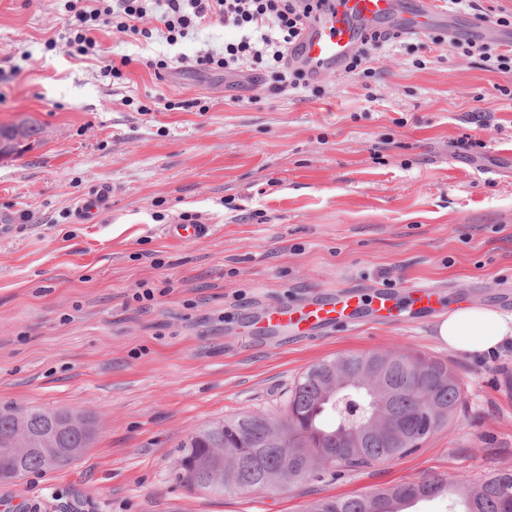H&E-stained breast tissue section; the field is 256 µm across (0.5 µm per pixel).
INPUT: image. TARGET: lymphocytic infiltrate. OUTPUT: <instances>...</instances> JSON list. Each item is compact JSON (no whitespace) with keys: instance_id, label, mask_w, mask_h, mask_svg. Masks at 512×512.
<instances>
[{"instance_id":"f902f5d3","label":"lymphocytic infiltrate","mask_w":512,"mask_h":512,"mask_svg":"<svg viewBox=\"0 0 512 512\" xmlns=\"http://www.w3.org/2000/svg\"><path fill=\"white\" fill-rule=\"evenodd\" d=\"M309 0H66L71 55L85 56L97 45L100 27L149 43L164 38L168 45L184 42L199 29L221 25L233 29L223 50L197 52L194 65L201 71H239L250 64L264 78L269 91L318 93L320 87L288 63V51L307 16ZM155 27H147L146 17Z\"/></svg>"}]
</instances>
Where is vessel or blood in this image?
<instances>
[{
    "mask_svg": "<svg viewBox=\"0 0 512 512\" xmlns=\"http://www.w3.org/2000/svg\"><path fill=\"white\" fill-rule=\"evenodd\" d=\"M445 19L439 0H324L305 19L290 64L312 79L322 80L343 72L366 35L377 32L420 37ZM107 197L104 188L84 197L76 209L77 217L93 221ZM444 306V297L432 285L412 289L404 299L390 291L365 298L339 290L301 304L268 307L258 322L263 331L315 341L326 329L354 325L366 313L396 323L405 311L431 315Z\"/></svg>",
    "mask_w": 512,
    "mask_h": 512,
    "instance_id": "obj_1",
    "label": "vessel or blood"
}]
</instances>
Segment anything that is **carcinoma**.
<instances>
[{"label":"carcinoma","mask_w":512,"mask_h":512,"mask_svg":"<svg viewBox=\"0 0 512 512\" xmlns=\"http://www.w3.org/2000/svg\"><path fill=\"white\" fill-rule=\"evenodd\" d=\"M382 364L385 403L402 421L400 436L390 440L373 432L359 435L357 451L324 464L336 452L338 439L364 424L363 406L370 396L354 386L334 391L336 371L356 380ZM459 378L445 363L425 360L401 350L342 354L309 367L294 382L284 412L242 413L209 423L179 444L176 478L191 488L211 493L259 492L292 487L327 470L368 468L419 449L414 438L427 439L453 419L461 402ZM65 410L25 409V429L51 437L57 448H84L81 429H63ZM19 423L16 408H0V468H21V474L46 473L67 466L62 454L49 465L43 454L16 455ZM288 471V483L278 482ZM462 497L464 512H512V470H498L474 481L465 475H433L363 495L323 497L307 512H402L401 505L446 495Z\"/></svg>","instance_id":"obj_1"}]
</instances>
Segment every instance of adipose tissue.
Here are the masks:
<instances>
[{
	"mask_svg": "<svg viewBox=\"0 0 512 512\" xmlns=\"http://www.w3.org/2000/svg\"><path fill=\"white\" fill-rule=\"evenodd\" d=\"M433 335L448 349L484 353L512 339V314L481 305L457 308L438 318Z\"/></svg>",
	"mask_w": 512,
	"mask_h": 512,
	"instance_id": "1",
	"label": "adipose tissue"
}]
</instances>
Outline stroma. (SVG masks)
<instances>
[{
    "instance_id": "1",
    "label": "stroma",
    "mask_w": 512,
    "mask_h": 512,
    "mask_svg": "<svg viewBox=\"0 0 512 512\" xmlns=\"http://www.w3.org/2000/svg\"><path fill=\"white\" fill-rule=\"evenodd\" d=\"M63 14L64 0H0V126L32 130L0 156V212L23 218L0 233V407L79 410L96 432L66 467L0 482V512H306L321 497L512 469V344L448 350L429 316L312 343L246 328L292 298L406 281L511 313L512 100L498 90L512 71L411 38L371 51L370 81L342 73L318 96H270L252 72L194 68L198 50L223 48V27L175 46L105 27L109 56L135 58L115 81L63 51ZM159 52L185 62L155 74L145 61ZM96 184L111 185L109 206L75 222ZM187 214L207 237H168ZM144 282L160 293L141 305ZM391 349L461 382L455 417L416 452L278 491L217 496L177 480L178 446L203 424L282 411L311 365Z\"/></svg>"
}]
</instances>
